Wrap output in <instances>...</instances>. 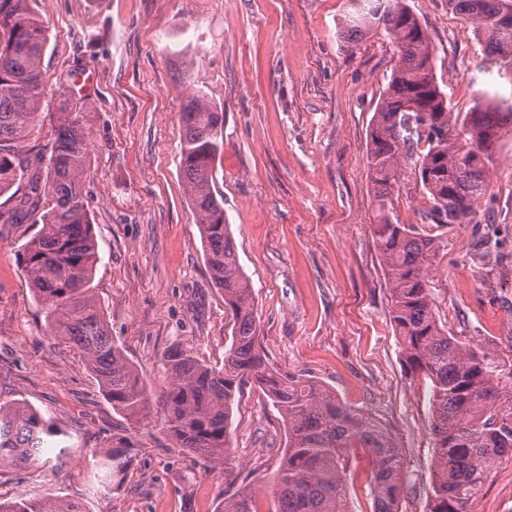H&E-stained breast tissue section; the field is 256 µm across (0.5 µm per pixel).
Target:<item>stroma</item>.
I'll use <instances>...</instances> for the list:
<instances>
[{
    "instance_id": "1",
    "label": "stroma",
    "mask_w": 512,
    "mask_h": 512,
    "mask_svg": "<svg viewBox=\"0 0 512 512\" xmlns=\"http://www.w3.org/2000/svg\"><path fill=\"white\" fill-rule=\"evenodd\" d=\"M435 48L453 111L482 90L512 96V54L492 55L448 0H407ZM347 0H35L48 25V93L20 146L49 155L61 91L92 105L85 183L99 260L91 284L114 340L149 397L139 423L113 410L80 352L52 336L18 261L30 224L0 225V403L22 400L70 434L42 469H0V498L53 496L84 512H216L224 468L183 453L164 432L163 354L179 345L223 364L232 321L211 281L180 166L182 110L197 93L224 112L214 189L255 294L260 346L281 373L310 377L385 423L408 476L402 512H426L433 439L430 386L408 376L371 230L367 129L397 63L379 29L348 41ZM472 223L436 226L413 166L395 190L400 223L437 236L430 269L450 334L512 359V128L496 143ZM231 463L264 489L286 427L262 391L234 405ZM131 433L121 488L96 480L98 451ZM349 512H372L370 467L350 457ZM473 512H512V462L499 465Z\"/></svg>"
}]
</instances>
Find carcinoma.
Returning a JSON list of instances; mask_svg holds the SVG:
<instances>
[{
	"label": "carcinoma",
	"instance_id": "1",
	"mask_svg": "<svg viewBox=\"0 0 512 512\" xmlns=\"http://www.w3.org/2000/svg\"><path fill=\"white\" fill-rule=\"evenodd\" d=\"M33 0H0V194L28 178L29 192L0 224H22L38 214L39 231L18 258L47 310L51 333L75 346L112 408L129 421L146 413L148 398L136 366L112 338L90 288L98 262L93 215L84 190L91 163L88 102L60 100L48 157H21L47 95L41 60L48 26ZM345 36L374 26L396 47L398 62L369 124V181L376 202L373 234L391 297V322L406 371L431 387L434 438L432 491L427 512H471L496 466L512 460V364L448 333L434 309L429 280L437 238L399 222L394 193L402 167L414 166L431 207L432 224H468L489 185L495 142L512 124V104L453 112L434 72V47L406 0H350ZM477 24L489 52L512 51V0H448ZM180 164L195 210L213 283L224 294L232 336L224 364L205 363L174 345L164 355L165 432L176 446L227 464L236 395L245 381L259 386L288 428L287 450L274 477L272 512H348V453L361 449L372 467L373 512H401L405 488L402 450L382 422L343 404L318 382L284 375L260 351L255 299L214 191L224 151V112L203 95L183 106ZM67 432L56 418L22 401L0 404V466L40 468L44 448ZM136 447L115 435L99 451L104 478L120 487ZM257 489L247 479L224 488L217 512H258ZM0 512H82L74 502L0 499Z\"/></svg>",
	"mask_w": 512,
	"mask_h": 512
}]
</instances>
